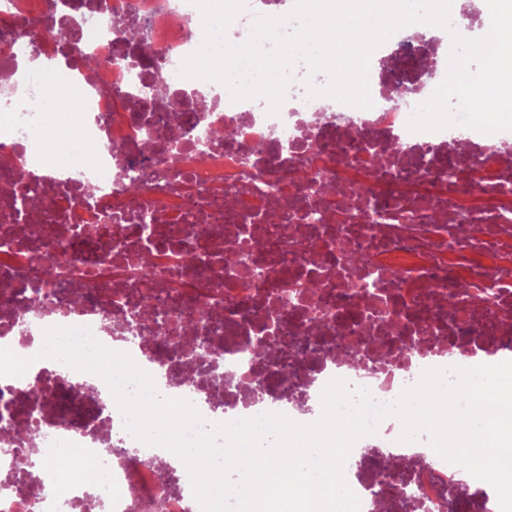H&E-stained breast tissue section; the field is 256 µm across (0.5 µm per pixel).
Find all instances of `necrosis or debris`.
Instances as JSON below:
<instances>
[{"mask_svg":"<svg viewBox=\"0 0 512 512\" xmlns=\"http://www.w3.org/2000/svg\"><path fill=\"white\" fill-rule=\"evenodd\" d=\"M200 22L190 0H0V347L33 360L0 378V512H200L181 460L124 430L99 377L37 359L47 327H90L211 422L274 411L309 423L334 377L390 401L423 369L512 359V132L407 128L446 74V40L412 35L407 57L397 38L381 45L369 109L308 100L298 65L270 116L265 100L179 77ZM133 24L146 38H128ZM40 57L63 60L82 106L58 125L43 108L52 85L25 68ZM160 73L164 97L141 99ZM328 182L341 211L322 205ZM33 188L53 200L35 236L20 207ZM57 248L44 275L32 259ZM230 249L247 275L225 264ZM460 277L468 291L453 290ZM344 336L360 338L356 353L337 352ZM262 340L275 357L256 356ZM400 432L385 419L350 453L361 512H405L413 498L450 512L463 496L499 512L496 495L464 493L456 466ZM70 448L96 479L41 493Z\"/></svg>","mask_w":512,"mask_h":512,"instance_id":"1","label":"necrosis or debris"}]
</instances>
